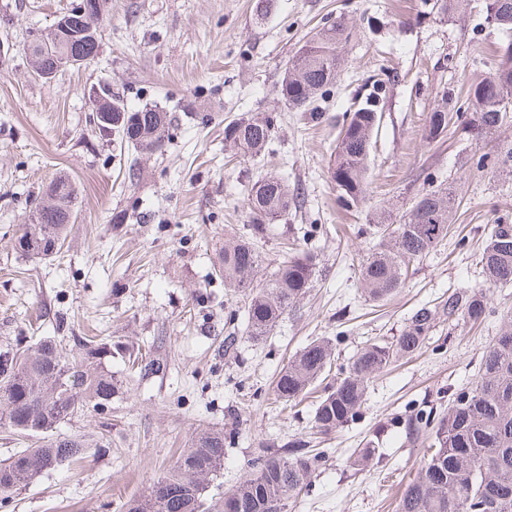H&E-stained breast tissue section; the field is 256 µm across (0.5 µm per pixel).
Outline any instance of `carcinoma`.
<instances>
[{"mask_svg": "<svg viewBox=\"0 0 512 512\" xmlns=\"http://www.w3.org/2000/svg\"><path fill=\"white\" fill-rule=\"evenodd\" d=\"M470 0H424L427 14L446 21L464 12ZM486 19L494 26L512 30V0H484ZM86 25L74 22L68 32L54 36L52 49L60 55L79 57L83 64L93 60L99 44L85 34ZM351 32L344 20H327L307 38L285 64L279 92L284 104L312 123L322 119L315 105L336 81L342 49ZM112 101V132L121 142L145 153L164 151L169 140L171 118L157 107L131 109L120 96ZM474 108L466 129L482 138L501 127L509 118L501 102L512 100V42L498 48L497 62L468 90ZM452 93L444 91L429 113L426 137L440 140L448 127L461 118L448 107ZM379 92L366 97L363 107L346 116L337 139L331 166L338 199L351 208L365 200L368 159L372 135L379 127ZM276 134L275 117L256 113L234 119L224 126V140L244 157H254L271 143ZM52 184L61 188L54 206L44 201L33 212L49 211L50 220L34 219L22 225L19 241L38 235L41 244L24 254L41 259L52 255L46 245L64 237L76 199L72 182L59 177ZM297 190L283 178L267 173L251 187L247 197L249 232L224 244L218 273L224 286L245 297L246 335L260 340L270 334L283 314L294 307L313 287L316 256L308 248L286 257L267 278L260 279V256L254 241L262 237L267 224L285 215L297 204ZM457 214L452 187L433 185L427 178L410 209L397 224L382 215L361 228L375 244L359 269L362 295L380 303L403 284V271L419 262L447 236ZM483 288H459L436 304L418 308L399 335L390 342L367 341L353 355L318 402L313 428L329 435L356 419L366 402L370 382L393 360L414 354L426 346L439 320L477 322L486 316L485 288L512 283V224H494L480 256ZM114 357L109 342L84 339L78 350L62 341L43 339L26 347L0 350V427L35 439V447L17 452L0 463V494L26 486L64 462L85 455L80 438L51 437L53 430L83 411L112 402L119 390L105 361ZM333 359L330 340L316 339L296 353L273 381L275 401L287 406L301 398L322 377ZM164 359L147 353L136 364L141 377L164 371ZM415 430L422 431L429 445L414 478L406 485L398 512H512V318L486 348L481 367L471 386L448 400V411L435 419L419 418ZM222 430L201 432L185 449L167 475L157 480L178 492L176 496L156 495L154 488L124 504L125 512H285L288 500L306 489L326 454L309 448L263 449L249 472L232 492L207 503L208 482L224 466ZM375 449L359 448L347 460V467L364 470Z\"/></svg>", "mask_w": 512, "mask_h": 512, "instance_id": "cac0c4a2", "label": "carcinoma"}]
</instances>
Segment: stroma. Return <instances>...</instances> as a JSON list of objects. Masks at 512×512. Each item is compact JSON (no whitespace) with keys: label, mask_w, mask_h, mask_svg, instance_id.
<instances>
[{"label":"stroma","mask_w":512,"mask_h":512,"mask_svg":"<svg viewBox=\"0 0 512 512\" xmlns=\"http://www.w3.org/2000/svg\"><path fill=\"white\" fill-rule=\"evenodd\" d=\"M78 2L0 0V346L93 336L159 355L167 367L142 378L124 360L109 361L123 385L108 410L85 409L57 429L85 440L84 459L0 495V512H123L210 428L234 431L210 487L222 497L261 449L309 436L327 384L315 383L296 408L276 403L271 383L290 357L330 338L340 372L365 341L392 340L421 306L480 285L477 262L492 225L512 224V181L495 175L496 146L512 143V123L479 140L456 126L441 141L424 137L437 95L454 89L466 106L492 49L512 41V31L488 23L482 0L454 22L426 16L424 0H272L262 18L258 0H104L98 56L38 77L26 53L30 32L51 28ZM339 16L352 37L313 124L287 109L279 84L305 38ZM103 82L129 108L170 113L164 152L145 155L98 131L89 93ZM376 86L382 118L366 198L348 209L330 178L334 148L344 114ZM257 111L279 117L265 152L246 159L225 149V125ZM271 171L298 189L300 204L259 240L260 275L274 271L287 240L307 232L318 273L310 293L256 341L244 332L242 298L215 270L225 235L248 222L252 183ZM62 173L78 190L63 247L52 259L25 256L14 247L18 231ZM427 176L452 185L456 224L389 300L364 301L357 278L373 242L358 226L383 210L399 222ZM487 296L482 322L440 321L418 355L374 379L361 414L322 439L327 459L286 512H396L425 452L408 416L440 413L469 387L512 317V284ZM369 445L374 464L353 474L347 457Z\"/></svg>","instance_id":"stroma-1"}]
</instances>
